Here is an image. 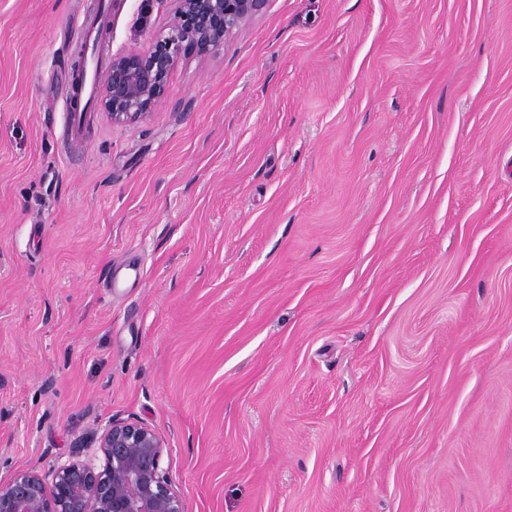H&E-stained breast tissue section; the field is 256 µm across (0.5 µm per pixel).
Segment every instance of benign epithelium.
<instances>
[{
	"mask_svg": "<svg viewBox=\"0 0 512 512\" xmlns=\"http://www.w3.org/2000/svg\"><path fill=\"white\" fill-rule=\"evenodd\" d=\"M171 2L168 32L148 52L115 56L99 103L114 124L148 117L166 96L167 77L186 48L203 54L259 15L268 0ZM164 441L134 420H113L101 435L103 463L72 461L52 469L51 484L23 470L0 483V512H185L161 466Z\"/></svg>",
	"mask_w": 512,
	"mask_h": 512,
	"instance_id": "7a95c632",
	"label": "benign epithelium"
}]
</instances>
